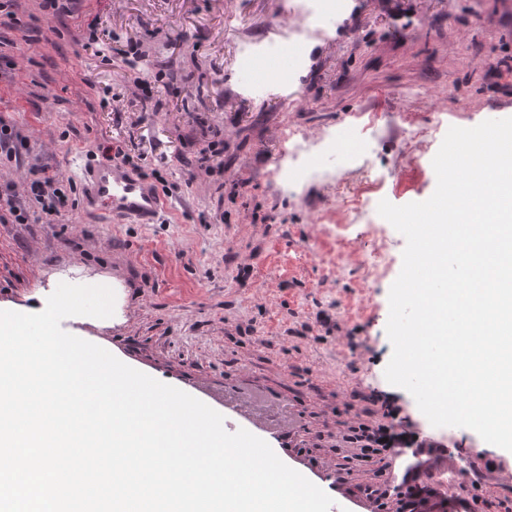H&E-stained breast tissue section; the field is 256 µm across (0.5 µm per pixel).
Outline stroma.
<instances>
[{"mask_svg":"<svg viewBox=\"0 0 512 512\" xmlns=\"http://www.w3.org/2000/svg\"><path fill=\"white\" fill-rule=\"evenodd\" d=\"M297 0H80L73 16L46 17L17 0L18 28L0 29L16 67L0 78V113L30 137V156L60 175L71 155L121 142L159 171L171 210L161 224L113 227L82 203L58 223H0V310L44 308L59 283L110 284L119 308L61 327L93 337L127 365L175 386L269 441L278 457L328 484L329 512H369L361 484L400 491L409 449L392 448L345 475L332 437L345 403L373 393L395 431L441 444L467 468L452 495L467 512L512 504V452L462 427H435L406 390L389 384V291L404 236L377 212L427 200L430 156L452 126L512 117V0H349L332 35L307 33L292 85L255 95L247 48L295 36ZM100 18L118 45L144 54L131 71L112 53H78ZM163 73L168 106L141 109L135 73ZM91 83H84V75ZM371 121V173L320 158L326 180L288 189L275 169L289 136ZM224 142L222 171H196L193 154ZM366 203L353 221L348 197ZM391 248L371 274L366 256Z\"/></svg>","mask_w":512,"mask_h":512,"instance_id":"35a3bbf8","label":"stroma"}]
</instances>
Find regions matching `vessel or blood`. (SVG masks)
Returning <instances> with one entry per match:
<instances>
[{
    "label": "vessel or blood",
    "mask_w": 512,
    "mask_h": 512,
    "mask_svg": "<svg viewBox=\"0 0 512 512\" xmlns=\"http://www.w3.org/2000/svg\"><path fill=\"white\" fill-rule=\"evenodd\" d=\"M72 165L87 209L127 224L158 222L166 200L150 179L116 162H95L84 153Z\"/></svg>",
    "instance_id": "vessel-or-blood-1"
}]
</instances>
